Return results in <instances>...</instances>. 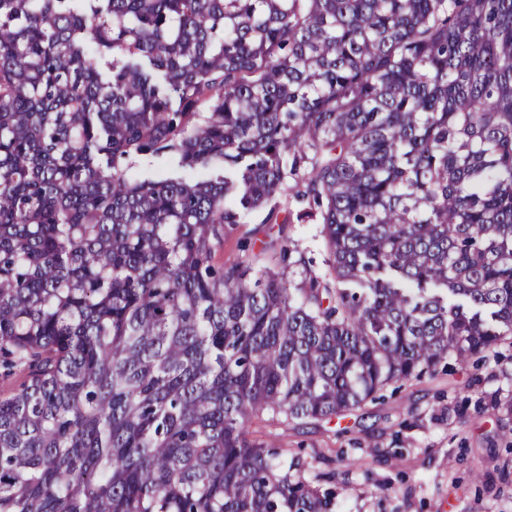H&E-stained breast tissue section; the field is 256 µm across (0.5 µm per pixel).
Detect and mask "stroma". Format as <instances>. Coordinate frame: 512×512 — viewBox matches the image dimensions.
Masks as SVG:
<instances>
[{"mask_svg":"<svg viewBox=\"0 0 512 512\" xmlns=\"http://www.w3.org/2000/svg\"><path fill=\"white\" fill-rule=\"evenodd\" d=\"M274 224L234 226L216 261L268 247ZM485 362L455 360L344 416L304 426L254 420V435L297 460L306 477L337 487L338 512H512V342Z\"/></svg>","mask_w":512,"mask_h":512,"instance_id":"stroma-1","label":"stroma"}]
</instances>
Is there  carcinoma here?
<instances>
[{
  "label": "carcinoma",
  "instance_id": "1",
  "mask_svg": "<svg viewBox=\"0 0 512 512\" xmlns=\"http://www.w3.org/2000/svg\"><path fill=\"white\" fill-rule=\"evenodd\" d=\"M507 336L512 0H0V512H335L253 420ZM261 218L254 216L245 224H237L233 230L228 231L224 236L223 244L215 253V260L226 262L240 257L243 254L240 244L244 241H248L249 249L254 252L268 247L270 241L277 237L280 225L260 224ZM286 228L305 257L312 261L313 268L321 273L326 272L324 260L327 259V251L320 234L321 224H289Z\"/></svg>",
  "mask_w": 512,
  "mask_h": 512
}]
</instances>
